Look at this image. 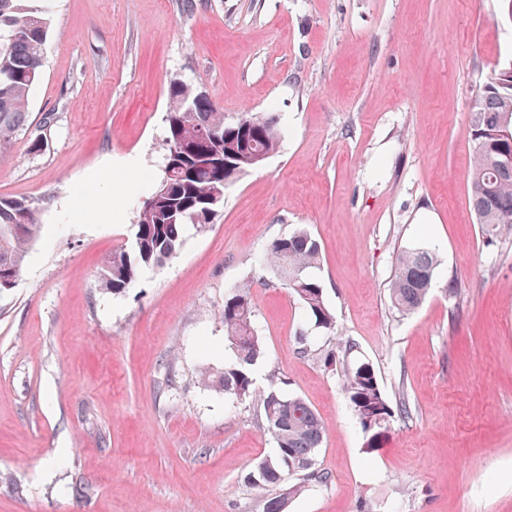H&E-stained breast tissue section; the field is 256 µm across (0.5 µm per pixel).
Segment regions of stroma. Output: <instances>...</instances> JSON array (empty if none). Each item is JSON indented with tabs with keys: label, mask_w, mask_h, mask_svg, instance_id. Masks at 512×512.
I'll return each mask as SVG.
<instances>
[{
	"label": "stroma",
	"mask_w": 512,
	"mask_h": 512,
	"mask_svg": "<svg viewBox=\"0 0 512 512\" xmlns=\"http://www.w3.org/2000/svg\"><path fill=\"white\" fill-rule=\"evenodd\" d=\"M50 18L0 163V197L43 226L0 292V512H265L270 491L246 480L276 450L263 409L198 377L235 360L218 311L240 283L263 342L255 393L277 384L326 427L328 480L287 512H512V230L485 246L471 205L470 109L512 65L501 0H53ZM174 82L225 121L275 116L280 149L225 189L209 231L112 294L99 274L163 175ZM106 166L110 218L85 223L64 202ZM299 227L336 320L303 356V306L261 263ZM412 243L439 265L404 315L389 285ZM363 362L392 408L369 432L342 387Z\"/></svg>",
	"instance_id": "35a3bbf8"
}]
</instances>
